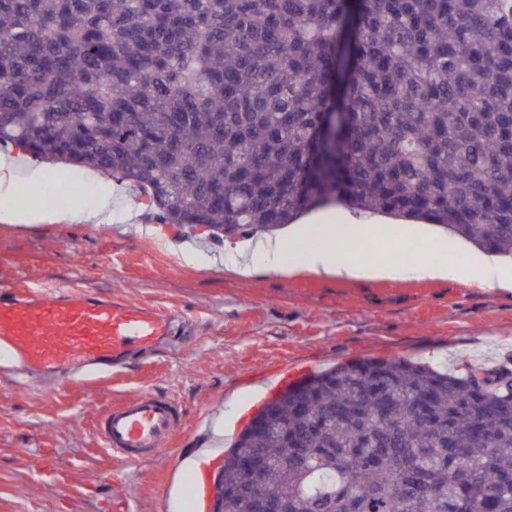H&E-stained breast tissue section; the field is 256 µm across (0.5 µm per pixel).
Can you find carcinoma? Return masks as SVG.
Listing matches in <instances>:
<instances>
[{
    "label": "carcinoma",
    "mask_w": 512,
    "mask_h": 512,
    "mask_svg": "<svg viewBox=\"0 0 512 512\" xmlns=\"http://www.w3.org/2000/svg\"><path fill=\"white\" fill-rule=\"evenodd\" d=\"M2 144L214 239L344 205L512 257V0H0ZM256 419L224 512H512L507 365L362 359Z\"/></svg>",
    "instance_id": "cac0c4a2"
}]
</instances>
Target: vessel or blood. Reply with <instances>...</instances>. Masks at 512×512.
I'll return each mask as SVG.
<instances>
[{
	"label": "vessel or blood",
	"instance_id": "vessel-or-blood-1",
	"mask_svg": "<svg viewBox=\"0 0 512 512\" xmlns=\"http://www.w3.org/2000/svg\"><path fill=\"white\" fill-rule=\"evenodd\" d=\"M176 319L162 310L83 290L0 286V365L27 379L67 375L91 387L113 368L167 341ZM178 426L171 400L150 392L106 410L98 432L112 455L133 460L161 449Z\"/></svg>",
	"mask_w": 512,
	"mask_h": 512
}]
</instances>
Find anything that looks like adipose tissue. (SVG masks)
Returning <instances> with one entry per match:
<instances>
[{"label": "adipose tissue", "mask_w": 512, "mask_h": 512, "mask_svg": "<svg viewBox=\"0 0 512 512\" xmlns=\"http://www.w3.org/2000/svg\"><path fill=\"white\" fill-rule=\"evenodd\" d=\"M367 229L361 224H329L313 231L300 232L289 238L270 239L256 247L240 251L239 269L248 274L263 268L286 272L290 265L339 277L439 278L449 275L474 279L481 283H503L504 273L480 259L432 243L433 259L422 263H405L392 258L381 262L360 260L358 247Z\"/></svg>", "instance_id": "ef3b65f1"}]
</instances>
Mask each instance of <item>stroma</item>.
<instances>
[{
  "instance_id": "35a3bbf8",
  "label": "stroma",
  "mask_w": 512,
  "mask_h": 512,
  "mask_svg": "<svg viewBox=\"0 0 512 512\" xmlns=\"http://www.w3.org/2000/svg\"><path fill=\"white\" fill-rule=\"evenodd\" d=\"M57 179L112 196L107 225L72 224V205L27 195L34 224L0 217V282L109 293L186 313L174 343L93 389L19 386L0 370V512H169L198 464L215 475L235 438L226 414L262 398L283 363L323 370L364 358L440 369L512 361V288L458 278L336 279L298 269L240 275L205 229L157 223L140 194L103 175L46 164ZM149 391L173 399L175 439L125 462L95 425Z\"/></svg>"
}]
</instances>
